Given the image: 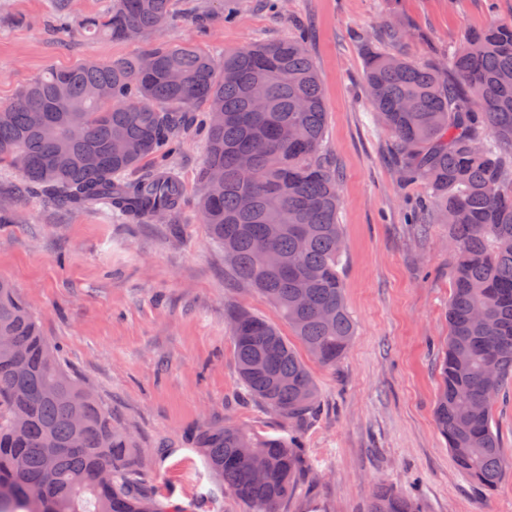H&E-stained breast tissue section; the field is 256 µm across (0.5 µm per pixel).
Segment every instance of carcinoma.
<instances>
[{
	"label": "carcinoma",
	"mask_w": 512,
	"mask_h": 512,
	"mask_svg": "<svg viewBox=\"0 0 512 512\" xmlns=\"http://www.w3.org/2000/svg\"><path fill=\"white\" fill-rule=\"evenodd\" d=\"M171 0H111L75 31L88 40L160 30ZM143 58L51 68L0 106V164L27 193L71 208L101 205L151 223L184 189L170 157L205 103L201 220L243 286L278 310L311 358L334 368L355 333L344 298L339 172L325 150L328 112L302 33L224 52L164 44ZM371 111L394 135L396 172L426 184L420 224L448 225L456 250L435 422L459 469L494 486L512 469L491 402L512 378V23L471 30L448 63L370 46ZM141 178L127 172L148 157ZM484 319L476 321V309ZM240 385L301 424L318 390L280 328L232 314ZM0 512H164L129 431L62 365L14 286L0 279ZM186 440L251 512H281L302 469L295 436L205 423ZM369 512H419L380 485Z\"/></svg>",
	"instance_id": "cac0c4a2"
}]
</instances>
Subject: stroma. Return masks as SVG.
<instances>
[{"label": "stroma", "mask_w": 512, "mask_h": 512, "mask_svg": "<svg viewBox=\"0 0 512 512\" xmlns=\"http://www.w3.org/2000/svg\"><path fill=\"white\" fill-rule=\"evenodd\" d=\"M105 2L68 0L63 18L54 0H0V105L48 68L90 55L108 61L182 43L219 54L304 27L340 172L355 336L336 367L311 364L318 408L295 430L239 385L228 315L280 317L234 280L198 218L200 126L182 135L172 159L185 204L167 221L125 223L104 208L22 193L19 169L0 165V209L12 217L0 223V278L14 283L62 364L135 434L165 512H249L185 441L206 422L298 433L306 466L282 512L313 503L321 512H368L379 483L414 497L420 512H512V471L480 487L437 429L454 242L447 225L407 223L408 205L427 189L398 178L394 140L370 112L363 80L366 47L388 18L408 33L398 52L428 62L468 30L512 21V0H286L281 14L261 0H172L168 23L136 40L89 42L72 32L70 21Z\"/></svg>", "instance_id": "stroma-1"}]
</instances>
